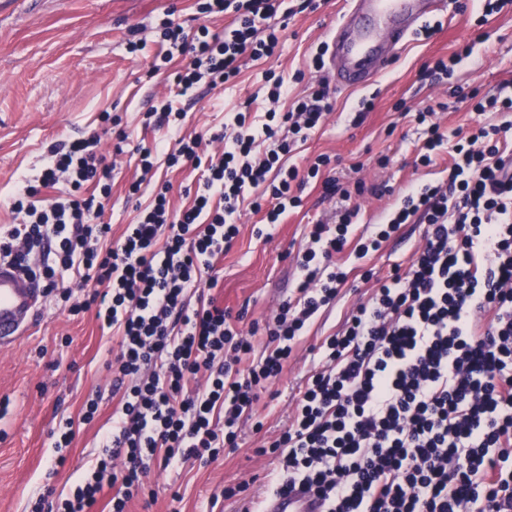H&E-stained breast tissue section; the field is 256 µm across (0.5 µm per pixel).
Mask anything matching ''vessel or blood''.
Masks as SVG:
<instances>
[{
    "mask_svg": "<svg viewBox=\"0 0 512 512\" xmlns=\"http://www.w3.org/2000/svg\"><path fill=\"white\" fill-rule=\"evenodd\" d=\"M445 0H348L327 42L326 66L343 88L367 86ZM41 291L29 274L0 261V344L22 335L40 305ZM321 500L297 487L272 498L262 512H323Z\"/></svg>",
    "mask_w": 512,
    "mask_h": 512,
    "instance_id": "obj_1",
    "label": "vessel or blood"
}]
</instances>
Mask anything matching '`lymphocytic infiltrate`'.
<instances>
[{
  "instance_id": "1",
  "label": "lymphocytic infiltrate",
  "mask_w": 512,
  "mask_h": 512,
  "mask_svg": "<svg viewBox=\"0 0 512 512\" xmlns=\"http://www.w3.org/2000/svg\"><path fill=\"white\" fill-rule=\"evenodd\" d=\"M283 3L200 0L194 33L168 16L159 24L150 72L173 79L151 96L141 123L168 137L133 153L145 176L161 159L201 170L185 190L189 206L171 209L170 186L162 184L111 239L104 213L113 166L96 130L51 145L39 174L23 178L9 200L17 223L0 235V256L31 268L68 314L94 312L119 346L106 364L112 425L56 512H95L102 501L126 512L152 467L207 464L237 448L261 391L282 377L310 323L335 304L347 278L335 256L366 257L405 224L424 225L423 245L323 339L320 367L287 425L259 447L280 464L270 492L304 487L324 512H512V160L505 153L512 81L483 97L454 82L475 42L485 41L482 32L424 65V75L452 81L451 97L505 119L477 123L454 141L436 120L445 103L419 110V160L448 155L447 180L414 187L372 230H358L363 186L350 189L327 175L329 156L303 169L291 162L332 109L323 81L293 97L283 77L265 72L273 108L264 121L237 111L210 135L180 133L185 98L233 83L244 60L276 54L278 31L264 23ZM217 16L230 19L220 33L208 26ZM285 99L288 110L277 111ZM317 177L325 195L340 201L336 222L312 225L297 261L296 296L263 327L242 331L231 311L205 295L218 283L241 212L278 224ZM253 422L262 430V421Z\"/></svg>"
}]
</instances>
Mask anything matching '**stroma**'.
Segmentation results:
<instances>
[{
    "label": "stroma",
    "instance_id": "obj_1",
    "mask_svg": "<svg viewBox=\"0 0 512 512\" xmlns=\"http://www.w3.org/2000/svg\"><path fill=\"white\" fill-rule=\"evenodd\" d=\"M345 0H321L310 9L307 0H285L292 15L282 32L279 55L245 65L234 87L201 95L189 108L184 134L204 129L217 110L237 111L249 106L263 115L262 73L271 69L291 81L306 68L326 42ZM196 0H0V228L12 222L9 198L17 181L40 170L49 145L67 142L95 128L100 112L121 117L131 139L153 142L157 132L142 129L141 111L148 97L163 91V76L149 77L157 49L158 25L165 12L187 23ZM442 29L430 40L411 38L390 66L367 87L332 90L333 110L322 130L306 144L305 154H326L336 162L342 181H363L361 222L375 223L411 183H429L448 176V157L433 165H416L418 135L403 109L414 112L446 100V83L420 76L429 59L448 56L459 43L485 32L487 43L475 46L461 68L470 88L493 91L512 79V12L488 17L476 25L471 14L449 8ZM145 41L132 54L130 35ZM373 98L375 108L360 125H352L353 108L361 98ZM389 156L380 166V156ZM136 171L119 160L112 180V196L105 222L120 237L135 216L127 189ZM301 207L291 210L268 236H258L257 218L244 213L240 234L225 253L213 294L231 312L243 313L239 326L272 316L281 300L297 284L296 255L307 240L311 224L333 221L337 200L324 198L319 183L306 186ZM424 227L405 225L398 238L366 258H347L348 274L335 306L310 325L294 350L274 397H262L256 410L264 422L262 434L244 429L235 451L225 452L207 465L155 469L149 495L131 505L132 512H236V500L211 504L210 497L228 485L248 482L249 495H258L276 474L277 462L255 452L261 436L278 433L287 423L294 401L315 366L314 349L325 336L337 332L358 301L366 299L393 265L406 264L422 241ZM112 358V333L101 329L94 312L78 316L62 313L45 298L32 326L13 344L0 346V401L8 400L0 418V512H30L33 501L47 487L68 489L86 471L98 452L97 432L112 414L111 377L105 368ZM101 397L98 418L81 426L68 450L64 468L54 466L51 432L59 420L77 416L84 402Z\"/></svg>",
    "mask_w": 512,
    "mask_h": 512
}]
</instances>
